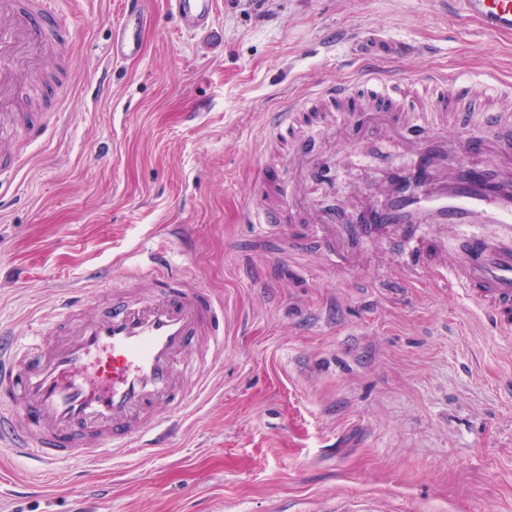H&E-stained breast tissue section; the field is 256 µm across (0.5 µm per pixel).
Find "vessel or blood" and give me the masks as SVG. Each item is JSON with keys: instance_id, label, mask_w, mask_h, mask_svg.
<instances>
[{"instance_id": "b4317fda", "label": "vessel or blood", "mask_w": 512, "mask_h": 512, "mask_svg": "<svg viewBox=\"0 0 512 512\" xmlns=\"http://www.w3.org/2000/svg\"><path fill=\"white\" fill-rule=\"evenodd\" d=\"M53 0H0V103L13 91L12 68L20 47L38 57L60 38ZM184 29H204L216 0H173ZM485 32H512V0H458ZM140 11L127 6L112 38L114 60L140 55ZM359 84L371 88L370 110L389 112L403 129L412 108L400 84L376 63H364ZM487 101L476 131L512 127V111L499 107L488 86H449L438 94L431 131L409 166L388 171L378 204L362 230L386 238L406 277L434 272L452 279L484 311L497 334L512 332V178L468 174L434 124H446L459 101L474 93ZM336 217L317 216L300 242L315 244L331 265L351 253L336 240ZM157 282L147 296L113 302L105 316L81 314L79 291L56 300L36 335L0 334V448L48 465H68L83 455L108 456L127 448L145 455L157 447L164 423L154 414L167 404L180 414L195 402L189 378L213 366L224 352V305L189 288L155 258L142 273Z\"/></svg>"}]
</instances>
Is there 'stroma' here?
I'll use <instances>...</instances> for the list:
<instances>
[{"label": "stroma", "instance_id": "35a3bbf8", "mask_svg": "<svg viewBox=\"0 0 512 512\" xmlns=\"http://www.w3.org/2000/svg\"><path fill=\"white\" fill-rule=\"evenodd\" d=\"M128 0H55L68 34L20 83L43 131L0 192V327L27 335L52 297L106 304L98 269L148 290L138 269L166 251L189 284L224 303V355L150 456L112 450L42 487L0 492V512H329L350 498L379 512H512V335L434 275L403 280L385 243L350 266L294 248L304 223L264 235L248 208L301 202L355 217L376 178L407 161L404 134L372 115L336 122L310 86L351 81L363 61L393 63L404 86L433 72L512 85V36L483 33L449 0H217L211 25L180 30L172 0H140V57L113 62ZM339 30L349 44L330 47ZM304 99L300 140L270 112ZM322 165L299 169V150Z\"/></svg>", "mask_w": 512, "mask_h": 512}]
</instances>
